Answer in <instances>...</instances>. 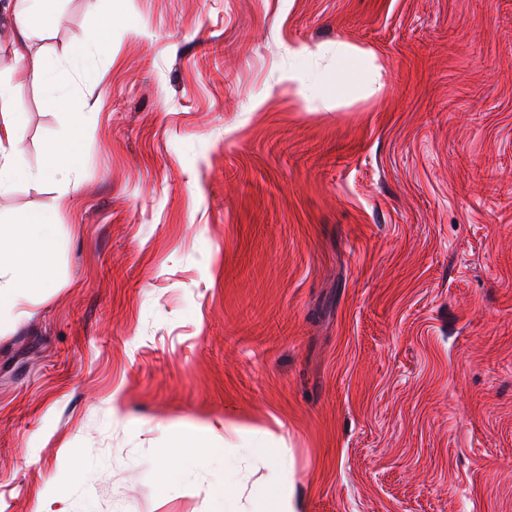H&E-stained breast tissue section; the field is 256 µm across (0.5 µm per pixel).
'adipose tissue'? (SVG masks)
<instances>
[{
	"label": "adipose tissue",
	"instance_id": "adipose-tissue-1",
	"mask_svg": "<svg viewBox=\"0 0 512 512\" xmlns=\"http://www.w3.org/2000/svg\"><path fill=\"white\" fill-rule=\"evenodd\" d=\"M55 0H14L7 18L12 26L13 52L29 77L53 86L60 66L82 73L91 53L102 51L105 39L98 33L75 38L66 59L60 60L34 52L29 39L33 21L49 23ZM87 113L72 115V135L48 148L45 166L32 170L19 161L21 149L16 135V118L0 120V194L15 184L58 182L75 174L80 165L79 145L89 135ZM58 224L52 210L25 212L13 223L0 225V331L10 329L29 318V307L37 298L48 295L51 285L44 270L58 249Z\"/></svg>",
	"mask_w": 512,
	"mask_h": 512
}]
</instances>
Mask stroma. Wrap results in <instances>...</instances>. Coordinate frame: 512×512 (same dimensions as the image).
<instances>
[{"label": "stroma", "instance_id": "35a3bbf8", "mask_svg": "<svg viewBox=\"0 0 512 512\" xmlns=\"http://www.w3.org/2000/svg\"><path fill=\"white\" fill-rule=\"evenodd\" d=\"M87 31L77 189L0 196L59 222L0 334V512H512V0H59L32 48ZM20 69L1 23L36 169L70 126ZM371 53L365 50L352 48V49H341L340 58L341 62L350 65L355 73V76L351 80L348 90L349 92H356L360 89L361 85L365 80V70L363 67L364 60Z\"/></svg>", "mask_w": 512, "mask_h": 512}]
</instances>
